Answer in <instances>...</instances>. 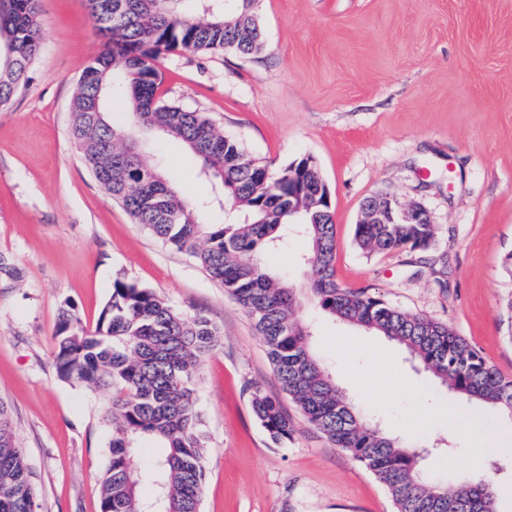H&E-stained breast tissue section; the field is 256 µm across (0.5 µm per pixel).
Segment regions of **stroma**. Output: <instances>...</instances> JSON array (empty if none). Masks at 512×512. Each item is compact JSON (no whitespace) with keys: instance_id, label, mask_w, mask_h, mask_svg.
Returning <instances> with one entry per match:
<instances>
[{"instance_id":"1","label":"stroma","mask_w":512,"mask_h":512,"mask_svg":"<svg viewBox=\"0 0 512 512\" xmlns=\"http://www.w3.org/2000/svg\"><path fill=\"white\" fill-rule=\"evenodd\" d=\"M265 47L163 53L167 102L206 113L225 135L280 169L319 165L336 225V277L391 305L447 323L512 379V0H261ZM41 50L0 107V399L11 407L36 489V512H101L99 479L112 428L106 394L60 378L62 309L94 328L121 278L222 331L195 386L206 435L201 512H395L363 465L315 430L289 399L292 439L274 445L250 408L277 393L246 312L191 258L157 240L96 182L70 136L77 82L105 41L86 0H39ZM152 155L192 201L211 194L198 160L157 135ZM422 204L436 227L425 251H362L366 197ZM304 243L265 254L304 288ZM312 346L362 414L418 446L456 481L481 472L476 429L452 436L477 404L416 369L383 336L333 320L309 300ZM487 445L503 448L499 512H512V417Z\"/></svg>"}]
</instances>
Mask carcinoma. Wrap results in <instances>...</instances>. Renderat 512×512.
<instances>
[{"label": "carcinoma", "instance_id": "1", "mask_svg": "<svg viewBox=\"0 0 512 512\" xmlns=\"http://www.w3.org/2000/svg\"><path fill=\"white\" fill-rule=\"evenodd\" d=\"M109 45L83 71L70 131L96 181L148 232L193 258L253 319L278 386L308 422L365 466L387 490L396 512H499L494 486L495 448L487 469L445 483L419 467V449L403 444L365 419L336 385L311 347V331L295 315L298 289L284 283L260 256L305 241L299 260L311 271L309 292L329 315L381 334L406 349L410 360L443 385L483 406L489 430L500 412L512 416V380L499 375L480 352L448 325L406 313L364 289L336 280V230L331 206L308 193L291 197L293 181H321L304 159L274 171L203 113L168 104L159 93V55L175 49L224 50L249 57L264 47L257 0H86ZM38 0L0 5V101H11L40 50ZM124 75L121 102L133 127L147 137L160 131L182 141L201 162L218 202L233 209L223 224H202L193 206L164 178L132 135L117 129L106 106L110 80ZM358 246L368 252L427 250L433 224H357ZM221 341L203 315L185 317L154 291L122 279L93 330L62 309L55 340L59 376L111 394L105 420L112 424L109 457L100 481L101 512H200L205 477L204 434L195 382L203 358ZM253 416L276 445L293 437V422L279 398L256 387ZM158 448L137 479L129 459L144 442ZM0 512H35V491L11 408L0 401Z\"/></svg>", "mask_w": 512, "mask_h": 512}]
</instances>
